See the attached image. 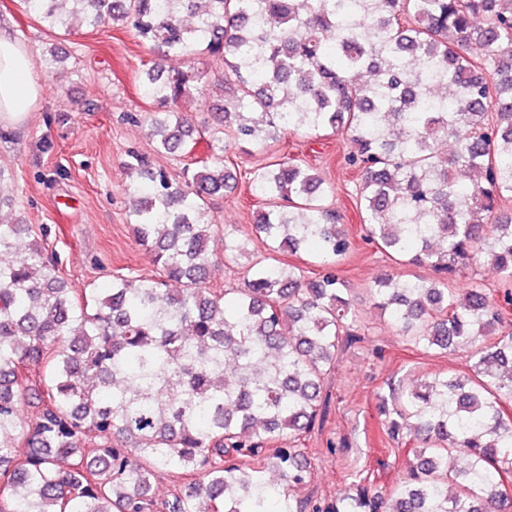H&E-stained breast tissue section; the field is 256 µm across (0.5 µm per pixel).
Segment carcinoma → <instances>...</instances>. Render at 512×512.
I'll list each match as a JSON object with an SVG mask.
<instances>
[{
    "label": "carcinoma",
    "mask_w": 512,
    "mask_h": 512,
    "mask_svg": "<svg viewBox=\"0 0 512 512\" xmlns=\"http://www.w3.org/2000/svg\"><path fill=\"white\" fill-rule=\"evenodd\" d=\"M49 28L122 26L154 54L141 90L156 149L211 156L182 179L137 150L122 167L155 272L68 287L46 234L0 221V512H512V0H17ZM228 96L197 125L210 65ZM347 137L361 238L436 277L381 274L391 327L464 370L378 394L412 443L386 496L332 510L303 494L324 386L361 340L339 263L354 243L333 188L288 157L249 172L250 239L207 218L230 145ZM309 246L322 272L285 263ZM240 286H210L217 255ZM486 258L499 297L451 284ZM36 399L38 411L24 407ZM169 477L167 499L154 485Z\"/></svg>",
    "instance_id": "1"
}]
</instances>
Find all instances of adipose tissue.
<instances>
[{
	"mask_svg": "<svg viewBox=\"0 0 512 512\" xmlns=\"http://www.w3.org/2000/svg\"><path fill=\"white\" fill-rule=\"evenodd\" d=\"M43 76L27 46L0 33V124L16 126L37 110Z\"/></svg>",
	"mask_w": 512,
	"mask_h": 512,
	"instance_id": "ef3b65f1",
	"label": "adipose tissue"
}]
</instances>
